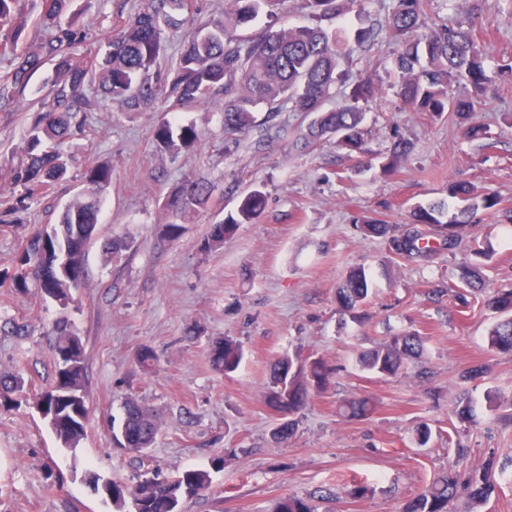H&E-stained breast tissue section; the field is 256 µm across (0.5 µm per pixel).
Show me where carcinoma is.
<instances>
[{
    "instance_id": "1",
    "label": "carcinoma",
    "mask_w": 512,
    "mask_h": 512,
    "mask_svg": "<svg viewBox=\"0 0 512 512\" xmlns=\"http://www.w3.org/2000/svg\"><path fill=\"white\" fill-rule=\"evenodd\" d=\"M22 0H0V110L20 104L34 73L46 63L54 64L55 79L48 97L33 113L26 129L25 159L12 172V183L19 188L15 207L0 217L4 225L15 223L11 215L29 209L45 189L66 179L69 158L60 146L83 128L81 98L90 74L98 75V102H115L125 112H153L168 101L192 104L222 92L227 96L223 109L224 136L237 141L255 127L259 105L267 107L271 121L290 101L294 110L314 116L304 142L322 138L336 139L337 145L352 153L362 150L361 124L365 103L382 89L372 77L347 83L338 70L340 59L350 57L361 47L376 41L373 26L359 29L351 39L344 27L329 30L320 25L288 27L274 30L265 27L240 40L236 31L251 23L261 7L274 14L285 0H227L217 18L201 21L187 32L175 65L163 69L158 64L164 52L166 34L182 28L193 19L192 0H140L139 7L122 21L115 36L91 48V29L80 23L81 13L70 10L74 0H40L39 22L45 37L34 48H19L25 30ZM317 19H339L361 5V0H304ZM469 3L459 20L436 28L426 27L423 0H391L388 26L398 45L393 68L386 71L389 86L417 112H450L464 123L479 111L491 79L485 61L488 51L474 42L470 30L480 15L481 0ZM464 81L469 93L457 96L451 86ZM347 85V103L335 110H323V103L338 84ZM157 141L167 147H192L197 134L191 128L165 122L156 130ZM414 149L404 137L394 138L383 168L390 169ZM85 193L72 198L56 223L35 229L23 241L15 259L11 286L25 293L34 281L41 291L66 307L70 290L85 276L84 258L98 222L97 202L112 184V170L105 165L87 172ZM212 185L195 181L175 193L170 206L183 213L205 207ZM448 197L467 203L452 216L437 245L425 241L419 231L393 234V226L369 219L365 233L390 237L395 254L429 259L443 251L454 255L462 251L458 223L472 218L478 210L498 205L496 195L479 193L470 183L448 182ZM265 206V195L253 190L244 196L237 217L211 225L204 247L224 244L240 224L249 223ZM445 201L420 205L413 212L416 224H440L448 213ZM459 285L437 284L428 289L427 297L438 301L451 293L463 306L468 297L484 292L480 268L464 263L459 267ZM369 297V282L364 269L350 272L339 288L336 301L340 310L357 317ZM483 304L500 313L488 334V346L500 353L512 354V290L497 291L483 299ZM55 356L54 377L36 398V407L54 415L53 432L62 447L74 450L85 434L87 419V356L81 336L68 324L59 321L51 329ZM424 337L404 332L358 357L361 370L382 378L395 377L421 358ZM244 348L241 342L226 338L211 345L212 367L224 374L237 370ZM330 369L321 358L301 359L284 354L273 364L265 394L266 406L287 418L273 432L277 442L294 433L293 416L305 406L309 396L321 393L329 382ZM25 379L17 374L0 375V410L18 405ZM486 409L493 414L511 411L512 402L497 393H487ZM345 417L362 420L372 411L369 400L350 397L341 403ZM475 405L467 395L453 403L452 414L461 423L472 419ZM160 427L152 410L134 400L125 403L123 416L112 433L124 435L120 449L143 454L153 447ZM460 472L453 469L439 475L407 500L401 512H449L460 496L467 497L469 512H480L490 498L494 484L488 471ZM212 484L211 470L184 467L165 475L146 470L133 485L111 483L109 494L114 512H179L181 502L206 492ZM336 492L320 487L308 496H285L278 499L274 512H317V503L333 502Z\"/></svg>"
}]
</instances>
